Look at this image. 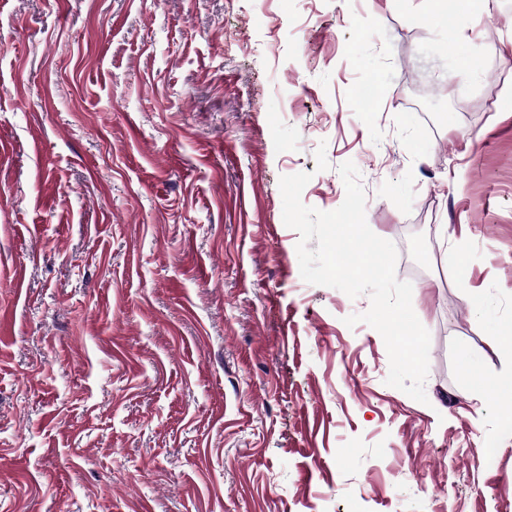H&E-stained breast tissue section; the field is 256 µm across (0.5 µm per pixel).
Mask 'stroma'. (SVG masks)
Here are the masks:
<instances>
[{
    "label": "stroma",
    "instance_id": "stroma-1",
    "mask_svg": "<svg viewBox=\"0 0 512 512\" xmlns=\"http://www.w3.org/2000/svg\"><path fill=\"white\" fill-rule=\"evenodd\" d=\"M0 146V512H512V0H0ZM347 161L423 403L283 222Z\"/></svg>",
    "mask_w": 512,
    "mask_h": 512
}]
</instances>
